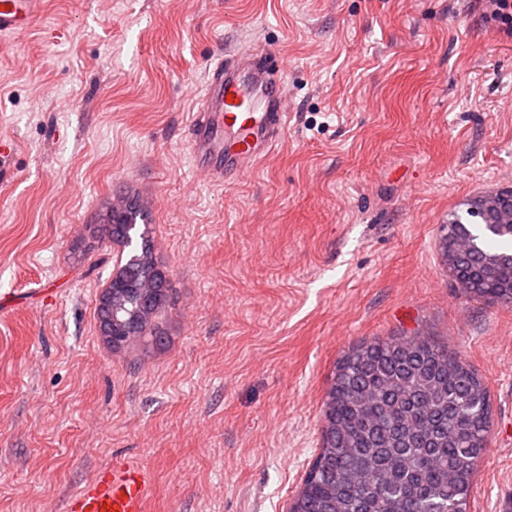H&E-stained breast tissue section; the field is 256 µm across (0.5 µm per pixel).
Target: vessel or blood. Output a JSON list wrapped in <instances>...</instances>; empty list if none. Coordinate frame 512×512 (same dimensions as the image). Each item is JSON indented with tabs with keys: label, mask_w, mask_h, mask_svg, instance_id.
Wrapping results in <instances>:
<instances>
[{
	"label": "vessel or blood",
	"mask_w": 512,
	"mask_h": 512,
	"mask_svg": "<svg viewBox=\"0 0 512 512\" xmlns=\"http://www.w3.org/2000/svg\"><path fill=\"white\" fill-rule=\"evenodd\" d=\"M44 0H0V35L28 29ZM282 70L249 47L226 48L207 71L202 106L190 119L189 152L195 166L218 181L242 178L281 142ZM148 474L133 461L101 468L71 494L63 512H146Z\"/></svg>",
	"instance_id": "1"
}]
</instances>
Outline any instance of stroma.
<instances>
[{"label":"stroma","mask_w":512,"mask_h":512,"mask_svg":"<svg viewBox=\"0 0 512 512\" xmlns=\"http://www.w3.org/2000/svg\"><path fill=\"white\" fill-rule=\"evenodd\" d=\"M491 0H45L0 36V512H63L112 461L147 512H289L338 360L417 336L493 404L467 512H512V304L468 295L448 214L512 187V37ZM283 59L288 130L229 184L185 124L208 60ZM173 285L160 341L112 351L97 300L122 249L86 247L122 194Z\"/></svg>","instance_id":"obj_1"}]
</instances>
